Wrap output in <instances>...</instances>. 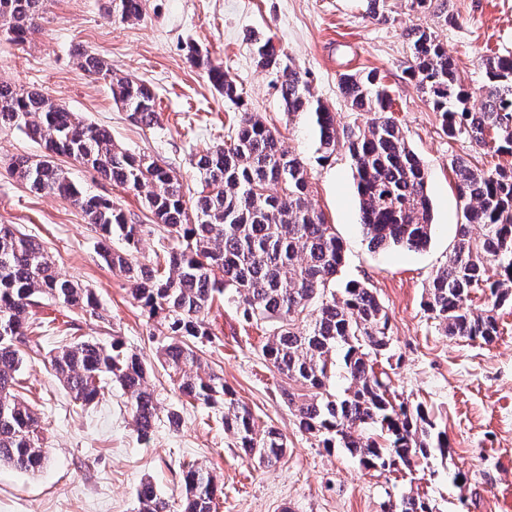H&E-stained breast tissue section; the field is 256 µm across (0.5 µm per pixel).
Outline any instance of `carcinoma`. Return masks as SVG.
<instances>
[{
	"mask_svg": "<svg viewBox=\"0 0 512 512\" xmlns=\"http://www.w3.org/2000/svg\"><path fill=\"white\" fill-rule=\"evenodd\" d=\"M115 7L122 19L137 20L144 0H118ZM43 13L44 0H0V38L24 44ZM405 37L412 53L410 78L440 113L443 133L512 155V56L483 60L482 105L474 112L467 107L471 92L458 81L435 32L418 24ZM255 54L257 65L276 75L286 112L313 114L321 159L341 148L352 157L360 220L371 247L424 248L432 227L427 173L387 115L390 92L380 77L374 72L341 75L339 89L351 109L371 112L373 118L340 133L335 113L313 99L306 76L272 40L256 41ZM188 56L224 99L242 104L237 84L208 51L191 46ZM79 57L87 73L109 81L115 104L133 125L148 130L160 125L147 84L112 78L97 54ZM12 130L45 149L37 160L11 159L12 172L30 191L63 197L83 212L101 237V260L134 281L133 299L160 326L158 363L173 373L189 402L220 414L224 435L244 458L272 466L287 448L282 435L260 428L251 409L202 361L198 344L212 336L205 312L217 293H230L246 322L268 326L263 356L288 381L282 396L299 427L322 447L344 448L363 467L383 471L448 457L446 432L422 405L399 399L375 371L377 358L391 350L389 314L366 283L351 280L336 287L343 245L309 202L306 164L256 114L241 112L224 142L192 157L200 177L197 189L185 185L171 167L116 146L107 128L84 122L62 105L51 106L37 90L1 82L0 131ZM58 156L144 199L149 221L172 240L163 262L145 264L133 256L142 225L129 223L112 198L82 189L55 162ZM453 166L464 223L447 261L431 277L425 307L449 337L490 344L498 334L495 310L512 299V170L485 171L463 157ZM114 235L128 250L116 252L107 245ZM478 289L489 291L490 299L480 313L469 305ZM44 298L92 314L97 309L91 290L57 275L43 243L0 224V462L22 472H35L46 460L40 417L17 390L29 308ZM339 351L349 382L342 395L329 390ZM48 364L84 405L104 394L107 381L118 384L140 436L148 437L160 421V402L149 383L152 365L119 343L108 347L78 340L56 348ZM182 477L179 505L146 481L137 493L138 512H213V476L190 465ZM394 512L432 509L403 495Z\"/></svg>",
	"mask_w": 512,
	"mask_h": 512,
	"instance_id": "1",
	"label": "carcinoma"
}]
</instances>
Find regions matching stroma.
Returning <instances> with one entry per match:
<instances>
[{"label": "stroma", "mask_w": 512, "mask_h": 512, "mask_svg": "<svg viewBox=\"0 0 512 512\" xmlns=\"http://www.w3.org/2000/svg\"><path fill=\"white\" fill-rule=\"evenodd\" d=\"M106 2L47 0L41 27L25 45L0 43V82L43 92L86 122L109 128L119 147L171 165L192 185V154L223 141L236 110L188 60L190 45L207 49L235 80L245 108L303 158L311 203L343 243L340 281L367 283L389 313L392 357L380 370L396 394L423 403L445 427L451 453L410 471L381 472L363 468L345 449L322 448L300 430L281 395L284 378L262 356L266 329L246 323L221 295L205 314L212 339L202 346L203 358L260 426L283 435L287 453L276 465H253L228 447L219 414L182 404L159 367L150 382L163 407L179 408L178 428L163 421L141 437L115 384L96 404L75 402L47 364L50 351L74 337L95 339L119 343L150 363L160 341L157 323L133 300L132 282L100 259L97 235L80 209L59 196L32 193L12 175V157L42 153L14 130L0 132V224L18 225L41 241L62 277L90 289L99 307L92 315L46 300L33 310L42 331L24 349L19 381L40 416L48 461L35 473L0 465V512H137V491L147 480L176 502L185 463L213 474L222 489L216 512H387L404 494L424 499L434 512H512V301L498 308L499 335L489 345L448 338L424 307L431 276L446 262L464 221L454 159L507 169L512 156L443 133L439 113L407 74L412 59L405 38L414 25L432 27L473 93L469 108L479 109L483 59L512 55V0H429L417 11L408 0H386L383 22L366 18V0H145L142 18L128 21L107 14ZM449 14L454 23L446 22ZM268 36L305 73L314 98L335 112L338 130L357 129L368 119L342 97L340 75L372 70L382 77L389 114L428 172L432 228L425 248L369 247L348 152L321 161L311 114L285 112L274 75L255 62L252 40ZM82 51L101 56L114 76L148 84L160 128L131 124L108 82L81 68ZM67 169L83 188L110 196L144 224L138 261L162 256L164 241L147 226L140 197L86 167L71 163ZM458 473L463 483H454Z\"/></svg>", "instance_id": "35a3bbf8"}]
</instances>
